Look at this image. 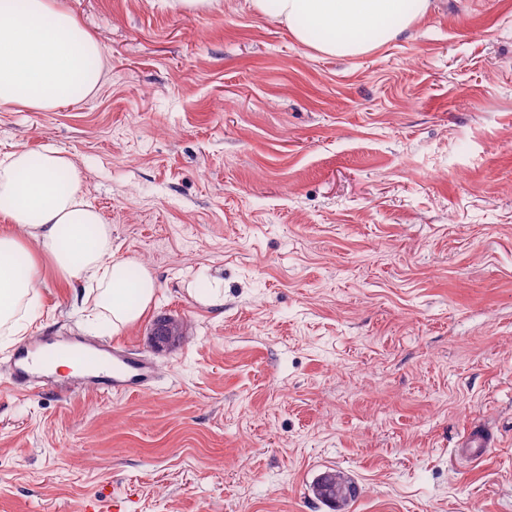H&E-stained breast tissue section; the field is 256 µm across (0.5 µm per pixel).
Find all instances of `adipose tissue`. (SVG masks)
Here are the masks:
<instances>
[{"label": "adipose tissue", "instance_id": "1", "mask_svg": "<svg viewBox=\"0 0 512 512\" xmlns=\"http://www.w3.org/2000/svg\"><path fill=\"white\" fill-rule=\"evenodd\" d=\"M321 54L358 57L397 39L422 19L429 0H247ZM103 48L58 0H0V108L51 112L89 97L102 75ZM72 157L57 149L0 153V342L21 341L50 263L66 284L95 295L89 322L113 333L141 321L157 280L147 266L116 257L112 227L82 189Z\"/></svg>", "mask_w": 512, "mask_h": 512}]
</instances>
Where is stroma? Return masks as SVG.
I'll return each instance as SVG.
<instances>
[{"instance_id": "stroma-1", "label": "stroma", "mask_w": 512, "mask_h": 512, "mask_svg": "<svg viewBox=\"0 0 512 512\" xmlns=\"http://www.w3.org/2000/svg\"><path fill=\"white\" fill-rule=\"evenodd\" d=\"M59 2L101 86L0 112V152L71 155L159 288L90 333L44 266L27 335L127 347L154 378L21 391L0 346V512H330V469L348 512H512V0H435L353 58L245 0ZM164 316L183 339L154 343ZM473 420L497 436L477 461Z\"/></svg>"}]
</instances>
